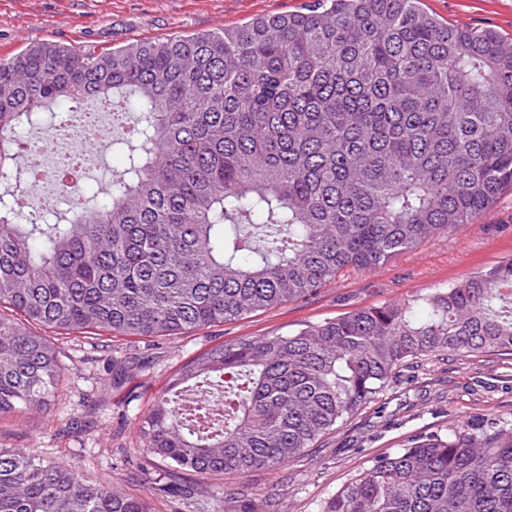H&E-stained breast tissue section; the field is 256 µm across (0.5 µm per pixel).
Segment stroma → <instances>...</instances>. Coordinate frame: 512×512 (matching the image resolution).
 Masks as SVG:
<instances>
[{
  "label": "stroma",
  "instance_id": "35a3bbf8",
  "mask_svg": "<svg viewBox=\"0 0 512 512\" xmlns=\"http://www.w3.org/2000/svg\"><path fill=\"white\" fill-rule=\"evenodd\" d=\"M308 0H0V56L53 40L120 47L135 39L213 32L252 18L301 10ZM451 24L490 27L512 38V0H422ZM512 260V191L470 223L429 239L372 270L346 269L306 298L248 318L173 336L74 340L47 331L64 368L49 410L0 418V447L65 459L94 483L145 498L151 512H182L181 497L156 490H197L205 481L144 461L140 421L186 361L248 336L286 334L389 301L446 288ZM122 359L114 369L113 359ZM476 418L512 420V351L440 354L402 368L375 400L301 460L246 481L279 494L284 512H320L323 502L374 458L427 434Z\"/></svg>",
  "mask_w": 512,
  "mask_h": 512
}]
</instances>
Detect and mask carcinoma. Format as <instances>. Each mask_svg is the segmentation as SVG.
Masks as SVG:
<instances>
[{"mask_svg": "<svg viewBox=\"0 0 512 512\" xmlns=\"http://www.w3.org/2000/svg\"><path fill=\"white\" fill-rule=\"evenodd\" d=\"M422 0H311L215 32L0 57V417L63 376L41 324L159 337L316 293L467 224L512 191V41ZM139 116L104 200L26 214L18 158L43 112ZM512 351V261L293 334L184 363L140 421L147 461L242 477L304 455L408 361ZM224 483L191 512H279ZM0 512H150L64 459L0 448ZM321 512H512V422L471 421L378 457Z\"/></svg>", "mask_w": 512, "mask_h": 512, "instance_id": "cac0c4a2", "label": "carcinoma"}]
</instances>
